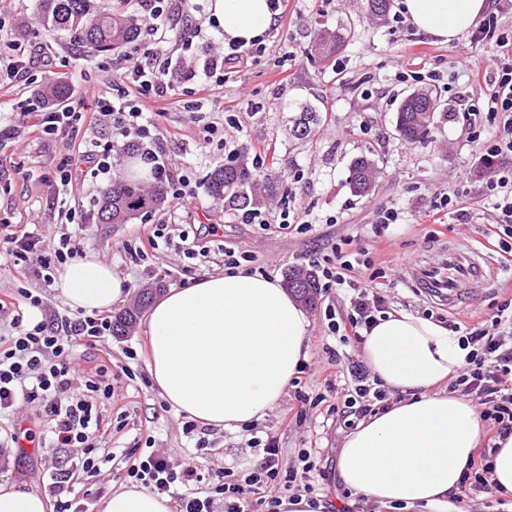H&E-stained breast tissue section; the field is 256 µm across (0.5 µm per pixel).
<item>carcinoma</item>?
<instances>
[{"instance_id": "cac0c4a2", "label": "carcinoma", "mask_w": 512, "mask_h": 512, "mask_svg": "<svg viewBox=\"0 0 512 512\" xmlns=\"http://www.w3.org/2000/svg\"><path fill=\"white\" fill-rule=\"evenodd\" d=\"M41 20L43 25L70 35L85 48L96 52L117 49L137 39L140 33L138 20L113 11L110 0H42ZM351 37V29L320 30L312 40L310 54L320 62L329 61L342 49ZM71 93L64 80L51 79L38 91L43 105L66 101ZM439 111L437 97L426 89L415 90L401 102L396 116V128L400 136L414 144L431 134L435 117L428 113ZM322 117L313 110L302 113L294 125V135L299 140H310ZM377 164L363 154L352 160L349 169V186L357 197L370 194L376 185ZM209 195L224 202L226 208H259L272 200L279 189L276 181L262 175L249 166L241 157L234 163H218L206 174ZM167 200L164 188L144 180H133L128 172L112 179V184L103 193L98 211L100 224H127L138 215L162 208ZM284 285L300 303L312 308L318 300L319 280L307 269H293L285 274ZM164 285L156 282L148 285L139 294L136 306L112 317V335L123 336L137 323L139 315L160 294Z\"/></svg>"}]
</instances>
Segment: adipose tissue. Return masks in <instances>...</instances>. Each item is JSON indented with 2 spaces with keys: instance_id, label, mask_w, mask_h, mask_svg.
<instances>
[{
  "instance_id": "obj_1",
  "label": "adipose tissue",
  "mask_w": 512,
  "mask_h": 512,
  "mask_svg": "<svg viewBox=\"0 0 512 512\" xmlns=\"http://www.w3.org/2000/svg\"><path fill=\"white\" fill-rule=\"evenodd\" d=\"M486 0H402L422 35L448 42L475 25ZM224 40L252 44L275 26L271 0H214ZM75 310H103L125 290L109 263L90 253L58 280ZM310 320L278 279L242 272L209 275L172 288L149 309L147 366L176 411L202 425L234 430L274 409L308 357ZM458 334L406 310L377 319L361 358L399 399L343 439L338 478L354 494L405 512H447L449 498L482 434L474 404L449 391L465 363ZM101 512H169L166 498L137 488L112 493Z\"/></svg>"
}]
</instances>
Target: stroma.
Segmentation results:
<instances>
[{
	"instance_id": "obj_1",
	"label": "stroma",
	"mask_w": 512,
	"mask_h": 512,
	"mask_svg": "<svg viewBox=\"0 0 512 512\" xmlns=\"http://www.w3.org/2000/svg\"><path fill=\"white\" fill-rule=\"evenodd\" d=\"M211 2L184 0L182 8L190 13L184 42L164 44L159 53L174 73L175 92L156 121L151 148L189 168L193 198L182 207L166 202L162 209L127 224H102L97 219L102 186L94 173L78 180L69 197L77 213L89 216L78 239L82 251L97 253L111 264L128 290L112 313L129 308L148 284L180 287L185 267H192L198 278L223 273L228 246L251 251L269 276L283 277L289 268L307 267L315 253L330 252L341 237L360 233L376 210L394 208L402 212L403 225L391 227L388 243L369 251L374 266L384 268L395 282L390 307L447 317V307L423 299L407 283L403 265L444 243V236L432 235V225L424 218L440 194L455 193L463 199L465 212L448 213L444 221L465 225L464 241L474 238L479 221L494 215L484 190L482 156L498 133V123L486 120L473 130L462 121L464 108L482 106L489 92L487 83L470 80L468 72L491 54V43L472 42L467 34L447 43L418 35L397 19L401 0H392L390 15L382 21L368 17L365 0H288L266 38L264 54L224 82H209L203 65L224 45V31L215 26L209 10ZM40 15V0H0V30L52 61L46 71L35 72L34 83L18 84L13 94L0 96V219L15 229L34 228L44 239L56 240L73 227L61 222L51 190L39 176L56 164L66 139L59 135L46 144L32 141L29 127L41 110L35 86L61 78L76 91L125 90L121 66L127 58L140 57L153 38L144 31L132 44L95 52L44 27ZM351 21L356 24L353 38L335 61L323 65L310 55L317 29L332 30ZM409 69L427 74L420 85L437 94L445 106L436 115L430 137L415 144L405 142L396 130L401 101L420 86L403 79V71ZM274 96L280 97L281 108L265 109ZM308 108L321 112L323 120L313 139L305 142L295 139L292 129ZM230 126L239 129L236 152L249 158L255 150L265 149V172L280 178V194L265 208L268 222L279 223L284 206H298L308 212L311 231L269 233L259 225L241 223L239 211L225 210L208 195L205 175L226 154L218 130ZM362 154L371 155L379 168L374 192L363 198L354 196L347 183L352 160ZM161 221L167 222L174 238L187 224H213L217 232L205 252L193 259L172 244L145 256L136 254L133 246L143 225ZM22 288L70 314L54 285L0 268V295ZM337 301L335 292L320 294L308 312L311 371L301 374L300 380L303 391L312 395L323 390L317 371L328 360L344 370L360 357L359 345L341 343L327 329L323 311ZM80 357L106 366L112 383L111 398L97 401L110 431L93 442L94 447L111 449L112 455L101 462L98 476L75 481L77 492H89L91 512H101L104 499L130 486V454L142 458L155 446L178 459L192 458L205 483L215 485L228 468L247 475L262 459L254 439L269 436L278 442L279 465L285 469L297 465L299 452L315 450L317 466L325 472L315 481L319 497L354 505L357 512H391L360 495L343 497L337 459L347 431L337 426L328 404L291 425L287 418L294 414L296 400L289 391L263 419L235 430L212 427L199 440L184 432L186 414L174 410L152 383L144 321H137L128 335L111 336L105 344L83 350ZM53 464L46 450L26 443L13 449L10 457H0V482L44 494Z\"/></svg>"
}]
</instances>
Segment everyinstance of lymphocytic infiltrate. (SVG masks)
<instances>
[{"label":"lymphocytic infiltrate","mask_w":512,"mask_h":512,"mask_svg":"<svg viewBox=\"0 0 512 512\" xmlns=\"http://www.w3.org/2000/svg\"><path fill=\"white\" fill-rule=\"evenodd\" d=\"M498 16L488 13L472 37L482 41L495 39L496 53L485 63L490 71L491 92L487 114L499 119L501 134L490 144L483 156L488 169L486 189L494 199L496 211L492 223L481 225L479 233L497 248L502 267L512 266V37L498 33ZM5 63L0 64V90L12 89L15 81L27 79L31 69L45 66L46 61L34 57L18 41H5ZM126 75L136 89L134 97H114L99 90L91 98L75 96L63 106L40 112L32 125L33 138L41 139L57 133L77 139L81 133L87 108L112 119V127L120 136L132 134L150 137L155 119L161 116L162 103L171 94L162 63H134ZM112 146L95 142L81 153H66L53 172L42 174V181L54 188L53 205L67 222H74L76 213L68 205L73 180L91 163L104 177L112 175ZM79 253L72 236L66 235L46 242L37 233H17L0 225V257L12 268L53 282L59 267ZM312 263L324 279V286L336 289L346 304L326 308L327 328L341 343L361 342L364 330L370 329L378 316L388 313L383 294L386 273L373 268L364 249L352 237L336 243L330 253L313 257ZM0 325L11 328L6 347L0 348V416L10 415L18 407L36 406L47 426L44 432L31 430L11 433L14 445L37 440L39 447L79 448L83 454L74 463L54 466L46 491L51 498L52 512H88L78 497L74 477L82 473L96 476L100 459L90 445L103 432V420L91 397H110L112 387L104 367L88 369L76 358L79 349L91 348L112 334V319L104 312H77L63 315L49 309L40 297L21 293L20 297L0 299ZM469 353L465 365L450 384L451 390L471 400L488 430L481 443L477 461L471 462L459 482L456 501H464L477 493H490L492 457L497 439L512 435V299L498 304L493 314L469 325L462 338ZM350 379L336 391V415L347 428L369 416L388 409L391 398L364 363L352 365ZM84 384L88 398L72 395L76 384ZM263 458L245 479H230L203 489L201 476L193 461L174 466L168 457L150 453L130 466L128 475L152 492L167 496L171 512H215L216 499H223L224 512H253L254 506L277 512L283 491L301 487L313 492L316 463L310 453H301L300 468L281 470L280 448L275 438H267Z\"/></svg>","instance_id":"f902f5d3"}]
</instances>
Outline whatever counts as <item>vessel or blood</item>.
I'll return each instance as SVG.
<instances>
[{"label":"vessel or blood","mask_w":512,"mask_h":512,"mask_svg":"<svg viewBox=\"0 0 512 512\" xmlns=\"http://www.w3.org/2000/svg\"><path fill=\"white\" fill-rule=\"evenodd\" d=\"M406 271L421 295L451 308L465 302L488 280L484 256L455 241L441 245L436 259L408 264Z\"/></svg>","instance_id":"obj_1"}]
</instances>
